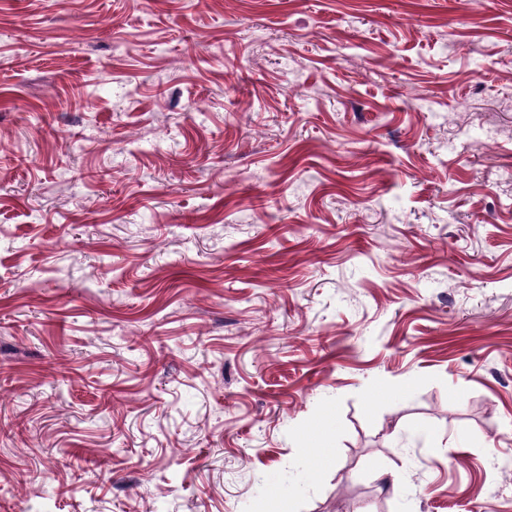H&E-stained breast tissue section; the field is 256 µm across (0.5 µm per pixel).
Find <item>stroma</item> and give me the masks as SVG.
Instances as JSON below:
<instances>
[{
    "label": "stroma",
    "mask_w": 512,
    "mask_h": 512,
    "mask_svg": "<svg viewBox=\"0 0 512 512\" xmlns=\"http://www.w3.org/2000/svg\"><path fill=\"white\" fill-rule=\"evenodd\" d=\"M268 503L512 512V0H0V512Z\"/></svg>",
    "instance_id": "35a3bbf8"
}]
</instances>
